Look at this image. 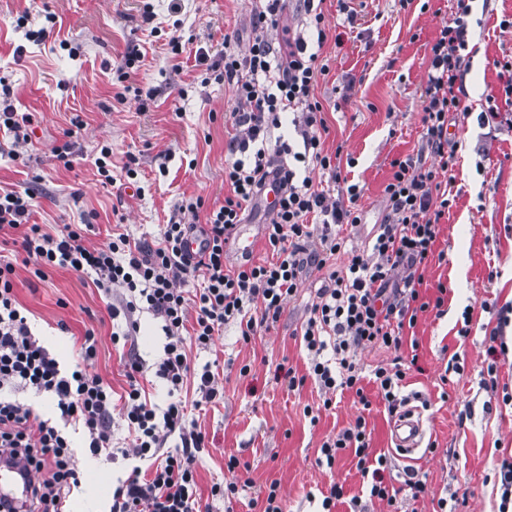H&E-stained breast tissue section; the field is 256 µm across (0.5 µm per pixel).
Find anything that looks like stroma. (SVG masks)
Here are the masks:
<instances>
[{
	"instance_id": "obj_1",
	"label": "stroma",
	"mask_w": 512,
	"mask_h": 512,
	"mask_svg": "<svg viewBox=\"0 0 512 512\" xmlns=\"http://www.w3.org/2000/svg\"><path fill=\"white\" fill-rule=\"evenodd\" d=\"M147 3L162 25L159 33L143 21ZM453 5L454 0H413L403 9L398 0H365L355 28L343 33V47L329 42L322 49L332 58V73L320 91L339 105L327 116L326 145L354 157V166L343 173L363 189L357 241H365L387 213L383 188L391 160L421 148L430 45ZM251 9V0H180L176 11L171 0H0V79L12 87L17 111L34 119L28 142L19 147L21 160L0 155V189L35 187L31 223L49 232L62 224L89 225L87 240L94 246L107 242L116 224L131 238L154 241L185 198L222 205L224 116L237 103L230 87L206 81L196 52L216 55L228 38L246 52ZM50 14L56 24L46 41L27 39L26 31L40 30ZM174 35L186 46L177 58L168 46ZM469 43L474 54L463 100L469 116L449 128L459 143L455 203L435 245L443 258L433 261L426 277L429 296H436L440 283L448 294L443 314H420L411 331L421 369L410 373L402 390L408 409L423 421L425 447L408 457L398 451L394 419L373 384L365 386L369 414H362L354 392L345 390L337 392L334 409L313 424L303 409L319 403L317 385L291 391L275 381L280 363L301 373L309 363L298 331L324 281L307 269L298 300L252 343L240 342L238 325L229 324L211 349L188 351L195 368H209L224 387L223 400L188 411L208 438L197 460L200 512H252L257 488L272 481L280 485L286 512H319L334 483L347 498L337 512H351L353 496L360 497L363 512H435L439 499L454 497L457 512H498L499 466L512 456V123L503 115L507 77L498 67L512 59V0H473ZM134 47L143 58L133 67L131 82L156 95L146 106L131 95L114 97L112 76ZM349 82L354 89L347 96L343 87ZM492 106L502 115L488 124L482 116ZM76 117L83 127L66 165L52 148L64 142ZM105 145L112 149L110 185L103 184L94 164ZM131 156L138 167L133 189L124 186L122 171ZM0 258L14 264L17 298L40 343L70 369L80 360L85 331L94 330L98 355L87 367L122 394L125 353L110 339L112 297L98 291L89 276L66 269L37 278L13 244L0 246ZM465 324L470 332L464 336ZM493 334L503 337L508 350L491 361L486 340ZM452 359L454 372L446 369ZM246 364L250 372L240 374ZM361 414L373 431L374 452L388 456L387 475L399 490L394 505L369 500L353 454L343 455L332 469L317 464L322 442ZM67 432L81 480L67 501L68 512H109L112 490L128 477L133 460L91 455L81 426L69 425ZM231 454L244 469L226 470L224 458ZM408 469L426 480L423 502H414L404 485ZM232 481L241 485L232 501L209 497L212 484Z\"/></svg>"
}]
</instances>
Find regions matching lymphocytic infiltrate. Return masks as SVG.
Returning a JSON list of instances; mask_svg holds the SVG:
<instances>
[{
    "instance_id": "1",
    "label": "lymphocytic infiltrate",
    "mask_w": 512,
    "mask_h": 512,
    "mask_svg": "<svg viewBox=\"0 0 512 512\" xmlns=\"http://www.w3.org/2000/svg\"><path fill=\"white\" fill-rule=\"evenodd\" d=\"M325 2L296 0L297 11L309 18L316 32L317 51H309L307 40L299 35L272 44L266 32L279 27L284 0H258L247 53L228 46L212 64L215 81L232 86L238 101L228 117L233 133L226 144L222 205L209 208L202 198L185 199L162 225L155 244L116 233L107 243L90 247L81 225L66 224L50 233L31 223L32 191L0 192V232L15 235L36 277L45 278L47 270L58 267L90 275L104 293L122 290L123 298L112 305L110 315L125 327L113 332V341L136 334V313L160 319L167 343L156 375L166 381L170 393L165 407L147 402L138 382L144 364L130 355L122 411L133 438L126 445H113L111 386L79 367L62 371L21 314L13 263L0 261V460L21 466L29 477L22 503L0 501V512H64L67 495L80 485L67 433L73 423L82 425L91 454L137 462L115 490L111 512H194L199 496L197 455L206 448L207 435L188 421L181 391L192 375L200 403L218 402L224 391L210 369L194 372L187 349H210L214 337L232 322L238 324L242 342H250L258 328L276 323L296 299L299 275L307 267L323 272L326 285L318 290L301 326L309 365L302 374L285 370L288 388L314 382L326 410L336 391L347 389L355 392L363 408H370L356 352L377 347L395 357L373 370L372 381L389 414L404 406L401 390L419 361L418 354H400L404 330L415 326L419 314L441 309L448 292L440 283L431 297L423 285L441 221L452 205L457 145L448 128L467 114L462 98L473 54L470 0H456L455 11L443 19L431 46L422 94V137L431 159L409 155L391 160L383 189L388 212L370 241L351 250L343 229L361 221L356 208L361 190L345 182L341 149L325 146L330 127L327 107L318 95L331 74L330 60L319 49L330 40L343 42L342 34L333 30ZM10 94V86L0 82V130L14 141L10 148L0 143V153L16 160V146L27 141L32 117L9 104ZM289 112L298 115L297 148L271 136ZM313 168L328 172L331 188L314 185L309 176ZM271 183L280 190L265 224L268 259L227 267L226 244L245 223L247 207ZM189 213L205 216L201 247L193 254L186 250ZM343 252L348 259L341 264L337 258ZM191 279L201 286L190 295L183 285ZM254 307L259 310L255 316L250 313ZM19 390L52 398L58 420H34L32 408L13 399ZM174 436L180 443L168 448ZM371 446L366 419L360 416L322 443L318 462L330 468L344 452H353L357 470L371 477L370 498L393 503L396 495L385 476L387 458L371 457Z\"/></svg>"
}]
</instances>
